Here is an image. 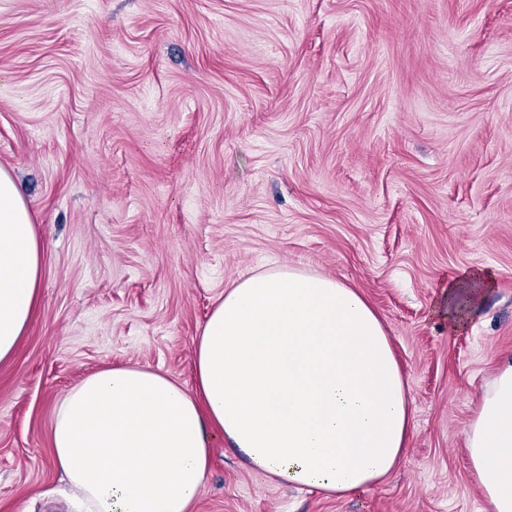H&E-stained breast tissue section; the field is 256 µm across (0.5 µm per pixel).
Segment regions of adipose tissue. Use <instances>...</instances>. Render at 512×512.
Returning a JSON list of instances; mask_svg holds the SVG:
<instances>
[{
	"label": "adipose tissue",
	"mask_w": 512,
	"mask_h": 512,
	"mask_svg": "<svg viewBox=\"0 0 512 512\" xmlns=\"http://www.w3.org/2000/svg\"><path fill=\"white\" fill-rule=\"evenodd\" d=\"M42 264L29 208L0 168V363L29 328ZM493 282L485 268L450 276L449 318L464 322ZM195 374L190 392L112 366L63 396L53 461L79 512H193L218 436L256 474L345 497L393 470L413 427L381 318L358 290L316 273L276 268L225 288ZM465 448L490 512H512V362L486 383Z\"/></svg>",
	"instance_id": "ef3b65f1"
}]
</instances>
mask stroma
<instances>
[{
    "label": "stroma",
    "mask_w": 512,
    "mask_h": 512,
    "mask_svg": "<svg viewBox=\"0 0 512 512\" xmlns=\"http://www.w3.org/2000/svg\"><path fill=\"white\" fill-rule=\"evenodd\" d=\"M0 168L45 250L0 363V512H71L51 427L81 378L193 389L225 287L283 266L382 317L413 433L344 498L215 439L195 512H489L465 429L512 361V0H0ZM479 266L453 328L448 277Z\"/></svg>",
    "instance_id": "35a3bbf8"
}]
</instances>
